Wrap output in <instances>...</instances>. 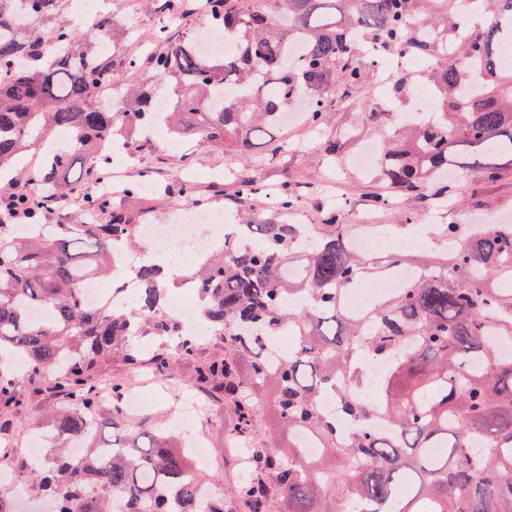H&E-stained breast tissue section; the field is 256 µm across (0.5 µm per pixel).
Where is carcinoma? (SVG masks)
Instances as JSON below:
<instances>
[{
	"instance_id": "carcinoma-1",
	"label": "carcinoma",
	"mask_w": 512,
	"mask_h": 512,
	"mask_svg": "<svg viewBox=\"0 0 512 512\" xmlns=\"http://www.w3.org/2000/svg\"><path fill=\"white\" fill-rule=\"evenodd\" d=\"M429 1L448 6V33L455 0H208L233 49L207 59L193 36L172 44L155 29L151 40L161 50L140 89L124 91L113 112L96 103L95 92L114 70L137 61L96 52L97 40L112 36V15L98 14L85 37L58 24L64 50L51 58L40 31L61 0H0V178L48 132H71L0 204V352L28 365L18 375L0 363V409L22 403L24 380L55 404L42 463L22 467L17 482L36 483L56 512H231L223 494H202L209 482L173 436L131 422L125 384L112 383L111 403L98 398L100 367L116 354L160 375L196 356V343L161 316L169 291L190 280L199 318L224 340V355L197 370L199 385L234 403L239 437L250 439L266 405L278 425L265 446L250 449L253 467L239 489L248 512H349L343 504L353 499L371 502L373 512H512V357L500 356L486 336L492 330L512 339V224L489 227L451 253L365 257L351 250L335 209L312 225L317 244L295 252L301 225L288 223V213L299 196L285 188L276 215L236 225L219 251L169 279L147 259L126 260L148 213L136 217L111 197L85 191L109 165L112 148L127 143L128 126L247 150L304 95L313 102L307 125L318 128L336 86L361 81L354 36L386 52H429L409 30L414 17L429 25ZM482 6L490 24L457 43L434 72L436 120L381 145L386 179L408 197L457 193L442 176L451 166L493 179L504 158L512 163V64L503 60L512 50V0ZM19 11L29 19L24 28L15 24ZM296 39L304 49L293 60L288 45ZM459 57L484 72L480 87L468 86L454 63ZM234 180L241 202L266 195L251 175ZM157 193L195 208L202 202L189 179L160 182ZM73 196L79 223L57 224L44 237L14 233L11 217L41 226L52 215L51 199ZM399 266L421 274L362 313L342 311V292ZM124 267L139 282L133 303L84 304V281L115 277ZM38 307L53 316L31 319ZM284 334L295 350L274 366L267 346ZM148 335L174 342L148 354L135 343ZM367 358L390 364L373 401L355 394L366 382ZM343 379L339 426L320 400ZM379 417L390 433L373 428ZM298 431L316 439L319 458L305 459L291 439L288 456L268 452L281 433ZM74 440L83 441L79 456L69 451Z\"/></svg>"
}]
</instances>
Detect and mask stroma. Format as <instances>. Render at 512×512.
Returning a JSON list of instances; mask_svg holds the SVG:
<instances>
[{
    "label": "stroma",
    "mask_w": 512,
    "mask_h": 512,
    "mask_svg": "<svg viewBox=\"0 0 512 512\" xmlns=\"http://www.w3.org/2000/svg\"><path fill=\"white\" fill-rule=\"evenodd\" d=\"M416 106V101L406 92L391 88L383 97H374L372 81L366 77L357 87L337 88L335 97L328 103L327 120L318 134L303 135L294 128L274 130L273 137L281 150L271 160L261 161L257 149L222 151L201 142L193 147L183 142L167 151L159 178L191 179L206 200L207 210L222 211L232 218L238 207L232 200L234 185L225 177L227 169L232 168L254 176L265 187L275 190L286 187L297 192L300 201L297 223H322L326 213L337 208L343 213L344 223L352 224L370 212L372 195L389 190L381 170H373L368 176L363 174L355 161L356 154L366 142L393 136L399 128V111ZM326 141L335 143V159H328L321 151L320 145ZM454 183L475 191V200L453 202L442 210L435 201L417 202L400 195L395 210L381 212V223L389 225L392 235L399 237L408 230L401 215L409 211L414 212L419 224L425 223L431 214L437 215L439 223L463 226L476 222L489 226L500 218L512 217V171L494 180L485 179L477 172L461 171ZM201 398L208 408V417L199 424L198 431L210 448L203 470L223 491L231 512H242L238 488L248 474L223 452L224 442L231 435L235 409L220 392H205ZM49 404V399L41 395L24 396L22 405L7 413L0 423V438L10 441L19 451L27 447L36 422Z\"/></svg>",
    "instance_id": "stroma-1"
}]
</instances>
